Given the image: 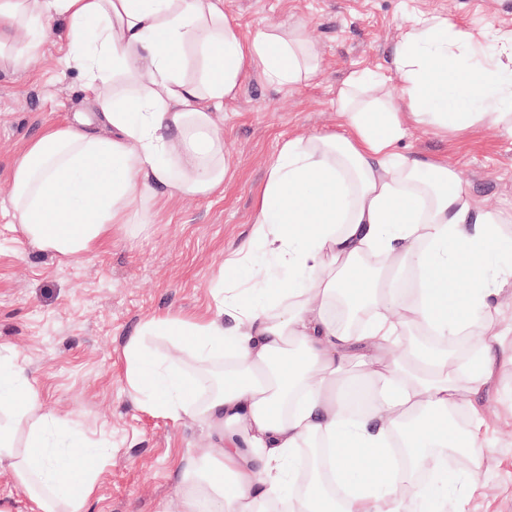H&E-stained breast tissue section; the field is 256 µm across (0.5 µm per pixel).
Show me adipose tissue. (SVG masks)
I'll return each mask as SVG.
<instances>
[{
  "label": "adipose tissue",
  "mask_w": 512,
  "mask_h": 512,
  "mask_svg": "<svg viewBox=\"0 0 512 512\" xmlns=\"http://www.w3.org/2000/svg\"><path fill=\"white\" fill-rule=\"evenodd\" d=\"M59 33L94 117L47 126L10 182L24 237L58 258L98 251L143 200L162 207L222 193L230 158L216 116L225 100L253 70L281 87L319 73L303 30L244 36L224 0H0L1 62L27 68ZM392 69L393 85L352 74L336 99L339 133L290 137L269 167L254 237L296 280H255L241 252L220 270L213 313L151 317L126 343L137 400L208 429V450L182 458L178 512H402L395 489L414 483L418 462L378 460L406 425L404 447L461 448L482 465L478 411L462 435L423 418L448 416L491 378L512 269L496 288L487 273L491 258L512 253V238L500 232L501 212L475 209L447 160L405 154L400 143L413 126L443 135L512 127V35L493 48L448 19L415 18ZM371 256L387 272L422 273L421 295L362 275ZM413 325L441 342L480 330L462 377L403 343ZM159 341L175 354L158 352ZM188 357L231 366L210 386L187 374ZM366 365L372 378L359 375ZM350 381L370 399L363 413L342 400ZM309 445L327 446L342 499L320 479L296 484L295 451ZM356 453L362 468H347ZM108 460L45 405L23 366L0 362V469L27 492L31 512H86Z\"/></svg>",
  "instance_id": "1"
}]
</instances>
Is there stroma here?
I'll use <instances>...</instances> for the list:
<instances>
[{
    "instance_id": "35a3bbf8",
    "label": "stroma",
    "mask_w": 512,
    "mask_h": 512,
    "mask_svg": "<svg viewBox=\"0 0 512 512\" xmlns=\"http://www.w3.org/2000/svg\"><path fill=\"white\" fill-rule=\"evenodd\" d=\"M242 34L301 27L314 41L320 73L293 87L250 72L219 118L231 168L221 194L143 205L101 251L74 260L41 253L24 239L9 207L10 177L25 145L51 124L88 115L80 75L60 65L63 39H48L29 69L0 65V356H17L46 402L85 437L112 450L89 512H178V465L206 444L205 429L172 422L131 396L123 348L157 314H204L227 256L250 245L268 165L288 137L337 132L336 98L355 71L386 72L411 18L440 15L492 43L512 32V0H224ZM405 152L447 159L480 209L512 214V133L478 127L441 137L416 128ZM503 332L489 383L464 395L487 428L484 461L467 493V454L452 464L456 488L446 512H512V297L501 296Z\"/></svg>"
}]
</instances>
